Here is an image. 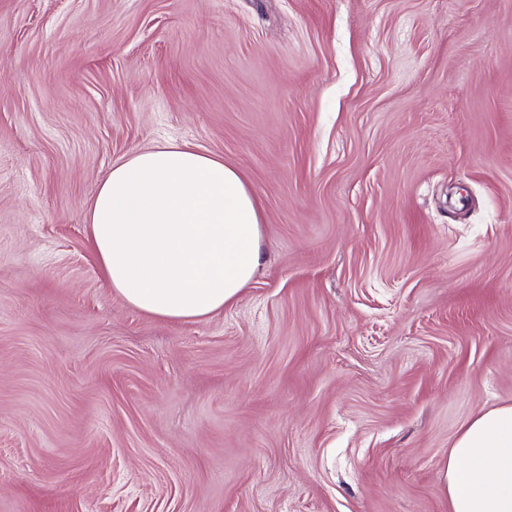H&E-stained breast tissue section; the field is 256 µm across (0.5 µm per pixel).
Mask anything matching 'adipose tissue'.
<instances>
[{
	"label": "adipose tissue",
	"instance_id": "1",
	"mask_svg": "<svg viewBox=\"0 0 512 512\" xmlns=\"http://www.w3.org/2000/svg\"><path fill=\"white\" fill-rule=\"evenodd\" d=\"M86 220L113 291L163 319L223 310L260 263L261 214L239 174L175 143L114 163ZM441 477L450 512H512V405L469 421Z\"/></svg>",
	"mask_w": 512,
	"mask_h": 512
}]
</instances>
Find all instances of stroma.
<instances>
[{"mask_svg": "<svg viewBox=\"0 0 512 512\" xmlns=\"http://www.w3.org/2000/svg\"><path fill=\"white\" fill-rule=\"evenodd\" d=\"M165 143L261 266L128 305L86 214ZM512 404V0H0V512H450Z\"/></svg>", "mask_w": 512, "mask_h": 512, "instance_id": "obj_1", "label": "stroma"}]
</instances>
